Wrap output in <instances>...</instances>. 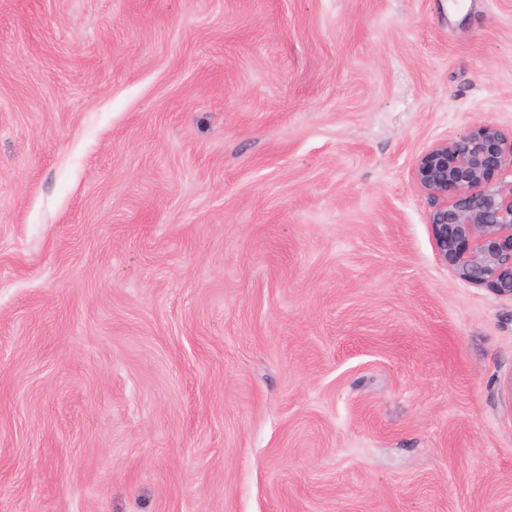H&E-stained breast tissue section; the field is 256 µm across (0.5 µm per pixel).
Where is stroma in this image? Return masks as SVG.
<instances>
[{"label":"stroma","mask_w":512,"mask_h":512,"mask_svg":"<svg viewBox=\"0 0 512 512\" xmlns=\"http://www.w3.org/2000/svg\"><path fill=\"white\" fill-rule=\"evenodd\" d=\"M0 0V512H512V298L411 179L512 136V0Z\"/></svg>","instance_id":"obj_1"}]
</instances>
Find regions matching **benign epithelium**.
<instances>
[{
	"mask_svg": "<svg viewBox=\"0 0 512 512\" xmlns=\"http://www.w3.org/2000/svg\"><path fill=\"white\" fill-rule=\"evenodd\" d=\"M412 180L432 202L440 261L460 280L512 297V137L476 125L426 150Z\"/></svg>",
	"mask_w": 512,
	"mask_h": 512,
	"instance_id": "benign-epithelium-1",
	"label": "benign epithelium"
}]
</instances>
